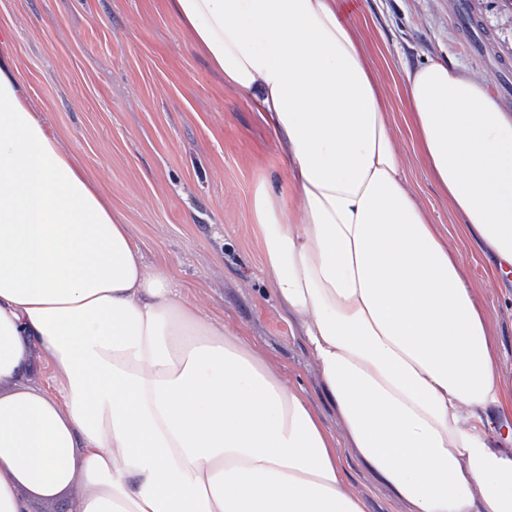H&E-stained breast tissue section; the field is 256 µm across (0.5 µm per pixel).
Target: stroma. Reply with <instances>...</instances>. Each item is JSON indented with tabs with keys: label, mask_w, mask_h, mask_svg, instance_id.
<instances>
[{
	"label": "stroma",
	"mask_w": 512,
	"mask_h": 512,
	"mask_svg": "<svg viewBox=\"0 0 512 512\" xmlns=\"http://www.w3.org/2000/svg\"><path fill=\"white\" fill-rule=\"evenodd\" d=\"M350 20L408 168L482 313L500 401L512 427V281L490 282L483 256L448 209L414 129L404 66L428 59L492 71L491 95L512 109V0H337ZM0 56L13 62L30 111L124 216L143 263L168 266L184 298L247 336L300 386L337 435L347 489L366 512H409L341 440L309 349L294 336L250 231L259 180L288 189L270 133L246 97L224 89L164 0H0Z\"/></svg>",
	"instance_id": "stroma-1"
}]
</instances>
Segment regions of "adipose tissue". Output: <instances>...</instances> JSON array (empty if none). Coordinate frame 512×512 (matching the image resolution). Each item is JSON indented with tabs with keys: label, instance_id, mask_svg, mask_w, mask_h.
Here are the masks:
<instances>
[{
	"label": "adipose tissue",
	"instance_id": "adipose-tissue-1",
	"mask_svg": "<svg viewBox=\"0 0 512 512\" xmlns=\"http://www.w3.org/2000/svg\"><path fill=\"white\" fill-rule=\"evenodd\" d=\"M277 141L251 230L346 445L412 512H512L482 315L409 176L336 0H166ZM428 167L512 269V112L440 61L404 68ZM41 355L55 393L28 375ZM336 438L247 340L146 270L119 210L0 64V512H364Z\"/></svg>",
	"mask_w": 512,
	"mask_h": 512
}]
</instances>
